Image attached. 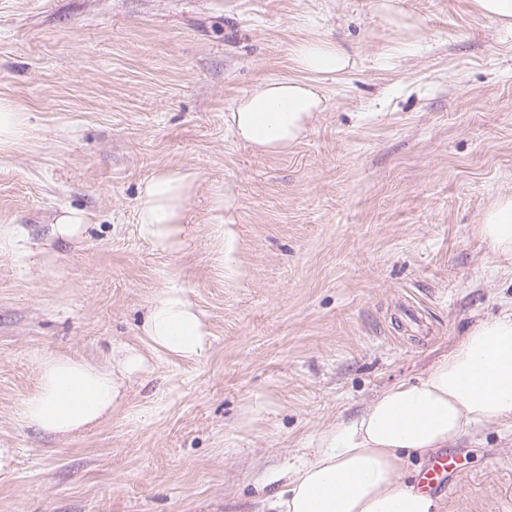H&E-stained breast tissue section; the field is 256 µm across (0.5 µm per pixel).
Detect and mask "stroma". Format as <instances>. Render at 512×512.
I'll return each mask as SVG.
<instances>
[{"mask_svg": "<svg viewBox=\"0 0 512 512\" xmlns=\"http://www.w3.org/2000/svg\"><path fill=\"white\" fill-rule=\"evenodd\" d=\"M0 0V100L27 115L0 149V512H261L273 474L385 388L425 375L512 304L472 234L512 194V31L473 0ZM354 65L287 153L237 142L224 116L294 77L295 47ZM196 173L186 244L157 250L139 188ZM83 238L53 241L61 209ZM176 285L210 331L198 361L147 357L120 414L58 439L20 424L43 355L107 364ZM463 455L439 512L512 502V428ZM88 224V213L80 209L64 208L55 219L52 236L61 243H70L84 235Z\"/></svg>", "mask_w": 512, "mask_h": 512, "instance_id": "stroma-1", "label": "stroma"}]
</instances>
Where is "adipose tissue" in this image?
<instances>
[{"mask_svg": "<svg viewBox=\"0 0 512 512\" xmlns=\"http://www.w3.org/2000/svg\"><path fill=\"white\" fill-rule=\"evenodd\" d=\"M300 75L259 84L242 97L225 122L240 141L263 154H282L300 141L325 98L316 77L351 65L349 55L323 39L294 51ZM196 176L166 169L139 191L140 232L164 252L185 243L184 214ZM488 261L512 272V195L497 198L474 227ZM208 326L181 289L167 288L151 301L141 346L125 347L109 366L49 354L38 367V385L24 400L19 420L61 438L111 420L122 405L126 378L140 371L146 353L198 359ZM512 418V306L478 320L414 381L391 385L354 419L325 431L317 448L293 464L266 512H435L434 498L406 483L400 465L410 455L443 448L490 423Z\"/></svg>", "mask_w": 512, "mask_h": 512, "instance_id": "1", "label": "adipose tissue"}]
</instances>
